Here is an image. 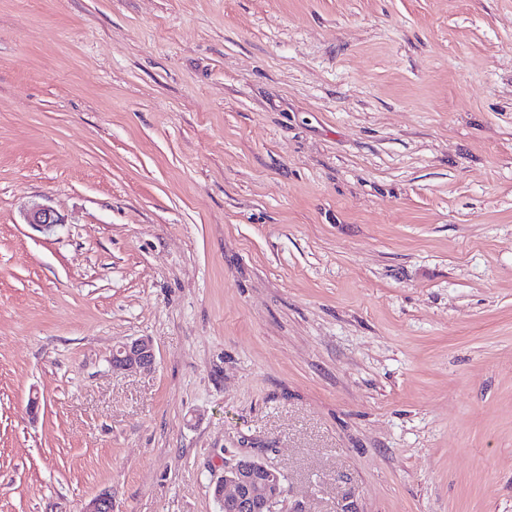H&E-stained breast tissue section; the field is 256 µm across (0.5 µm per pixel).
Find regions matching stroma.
Listing matches in <instances>:
<instances>
[{
    "label": "stroma",
    "mask_w": 512,
    "mask_h": 512,
    "mask_svg": "<svg viewBox=\"0 0 512 512\" xmlns=\"http://www.w3.org/2000/svg\"><path fill=\"white\" fill-rule=\"evenodd\" d=\"M241 455L512 512V0H0V512H221ZM115 372H149L156 367L152 340L147 336L127 341L112 351L110 359Z\"/></svg>",
    "instance_id": "1"
}]
</instances>
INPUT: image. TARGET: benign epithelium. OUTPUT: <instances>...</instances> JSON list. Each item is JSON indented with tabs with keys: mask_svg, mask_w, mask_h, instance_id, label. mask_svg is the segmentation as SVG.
<instances>
[{
	"mask_svg": "<svg viewBox=\"0 0 512 512\" xmlns=\"http://www.w3.org/2000/svg\"><path fill=\"white\" fill-rule=\"evenodd\" d=\"M29 224L50 228L59 223L56 213L46 207H37L26 214ZM115 372H149L156 367L152 340L147 336L127 341L112 351L110 359ZM217 499L237 512H249L258 504H266L268 512L285 496L282 473L265 462L247 456H238L224 462V475L214 489ZM81 512H113L112 493L102 491L88 500Z\"/></svg>",
	"mask_w": 512,
	"mask_h": 512,
	"instance_id": "7a95c632",
	"label": "benign epithelium"
}]
</instances>
